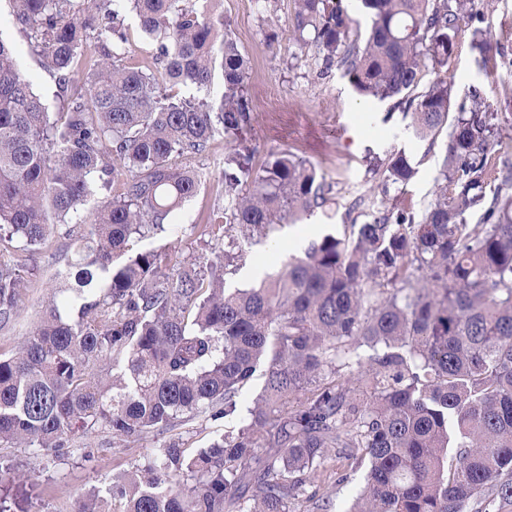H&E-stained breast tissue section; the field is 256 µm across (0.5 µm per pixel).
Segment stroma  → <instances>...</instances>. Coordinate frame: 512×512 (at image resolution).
<instances>
[{
  "mask_svg": "<svg viewBox=\"0 0 512 512\" xmlns=\"http://www.w3.org/2000/svg\"><path fill=\"white\" fill-rule=\"evenodd\" d=\"M229 32L250 60L247 91L254 108L252 127L245 138L258 158L282 149L313 165L332 189L333 204L293 224H280L246 245L240 268L261 266L274 273L292 257L304 256L321 236L347 234L346 210L353 200L372 201L379 182L375 160L405 150L417 168L414 180L398 194L399 202L422 215L434 199L435 179L445 152L446 135L417 137L411 120L393 102L357 100L341 71L322 72L314 50L299 48L291 32L293 0H277L270 14H262L259 0H222ZM490 30L497 51L483 58L474 41L476 29ZM0 39L9 42L27 80L54 105L55 84L38 63L29 41L17 24L9 0H0ZM453 82L455 102L468 100L480 88L503 122L491 158V179L504 164H512V0H474L472 21L460 24L455 50L443 69ZM226 141L216 136L194 164L209 174L201 191L174 211L163 230L145 237L141 250L161 254L163 264L192 259L222 248L223 236L201 237L198 226L217 204L222 179L214 161L223 157ZM39 272L21 304L20 316L0 327V357L15 353L36 324L52 293L54 277L66 262L63 239L48 238L36 254ZM233 419L183 415L174 427L123 442L100 430L75 437L50 456L34 447L5 448L18 473L37 485L30 512H77L84 495L105 489L113 477L148 463L154 449L171 444L191 457L232 429Z\"/></svg>",
  "mask_w": 512,
  "mask_h": 512,
  "instance_id": "35a3bbf8",
  "label": "stroma"
}]
</instances>
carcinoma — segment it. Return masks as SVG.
Segmentation results:
<instances>
[{
	"label": "carcinoma",
	"instance_id": "obj_1",
	"mask_svg": "<svg viewBox=\"0 0 512 512\" xmlns=\"http://www.w3.org/2000/svg\"><path fill=\"white\" fill-rule=\"evenodd\" d=\"M12 2L61 106L49 110L0 39V325L19 315L36 246L59 234L68 259L37 324L0 357V447L56 450L95 428L128 440L208 411L237 428L189 460L155 449L77 512H106L109 498L122 512H297L302 495L306 512H329L301 475L330 448L336 481L365 471L350 512H512V169L487 197L502 119L477 88L452 111L445 76L417 91L425 62L447 64L473 0H359L364 36L345 0H294L300 48L448 142L421 217L389 196L417 174L400 150L351 236L327 234L265 286L233 290L224 273L241 242L332 198L287 152L254 163L249 61L218 0ZM127 12L157 45L152 67L131 62ZM219 133L224 205L208 223L224 225V251L207 275L195 259L165 274L134 243L197 194L207 173L191 160ZM479 207L482 223H468ZM3 473L0 512H29L34 484Z\"/></svg>",
	"mask_w": 512,
	"mask_h": 512
}]
</instances>
